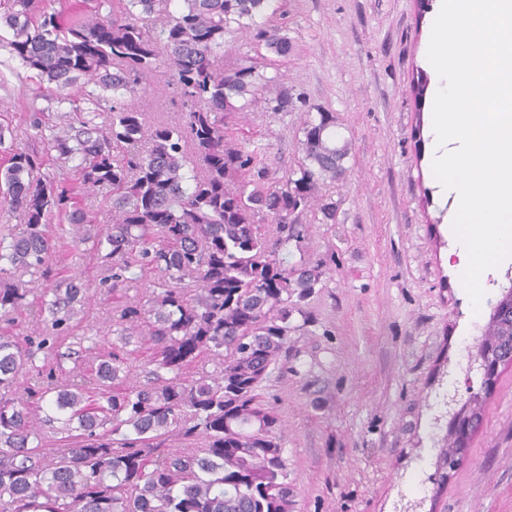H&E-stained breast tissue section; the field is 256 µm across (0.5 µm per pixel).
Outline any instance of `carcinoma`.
Returning <instances> with one entry per match:
<instances>
[{
  "label": "carcinoma",
  "instance_id": "1",
  "mask_svg": "<svg viewBox=\"0 0 512 512\" xmlns=\"http://www.w3.org/2000/svg\"><path fill=\"white\" fill-rule=\"evenodd\" d=\"M154 2L98 0L65 17L37 0H6L12 39L0 46L52 85L58 101L82 97L78 125L61 132L33 113L42 151L17 148L0 168V207L22 216L17 232L0 237V315L37 292L18 272L52 294L38 305L40 323L0 336V512H291L279 419L260 389L288 365V341L310 323L305 304L323 276L318 263L283 257L303 237L288 216L311 206L320 182L344 175L350 143L337 136L336 117L321 112L304 127L300 176L277 179L262 148L225 134L258 101V75L252 65L221 71L212 57L233 24L255 27L258 41L288 54L280 29L257 22L280 13V0H180L158 32L147 22ZM162 64L183 110L178 122L148 128L134 99ZM89 84L95 89L83 91ZM108 100L103 126L96 117ZM267 106L286 112L294 98L285 90ZM53 152L73 162L76 180L40 173ZM92 192L112 202L105 229L85 212ZM52 215L70 224L71 246L93 240L112 288L149 272L159 289L147 312L137 303L116 310L118 343L92 347L91 388L80 371L59 386L47 369L88 300L80 278L55 272ZM189 277L199 285L194 295L183 287ZM295 314L302 324L291 323ZM481 335L511 344L512 317H491ZM143 337L156 349L155 368L134 385L128 347ZM202 353L218 373L192 371ZM25 370L35 373L27 395L41 416L17 396ZM89 392L95 411L85 405ZM173 435L183 447L170 448Z\"/></svg>",
  "mask_w": 512,
  "mask_h": 512
}]
</instances>
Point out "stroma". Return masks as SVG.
<instances>
[{
  "instance_id": "obj_1",
  "label": "stroma",
  "mask_w": 512,
  "mask_h": 512,
  "mask_svg": "<svg viewBox=\"0 0 512 512\" xmlns=\"http://www.w3.org/2000/svg\"><path fill=\"white\" fill-rule=\"evenodd\" d=\"M293 49L269 52L248 29L224 38L218 69L254 65L263 102L241 114L231 136L263 148L277 176L298 172L303 128L332 113L351 144L346 172L322 188L338 207L323 224L303 216L304 239L287 260L322 264L308 300L312 321L292 333L288 367L262 393L280 417L279 436L294 487L291 512H512V367L485 399L484 421L453 474L439 458L454 410L480 387L474 361L481 329L512 284V261L487 280L485 302L470 299L443 264L451 203L436 187L430 124L436 80L427 59L435 10L430 0H282ZM0 130L4 143L36 149L33 108L65 127L72 106L58 103L0 49ZM427 92H418L419 81ZM301 96L289 112L267 110L280 90ZM136 101L148 121H173L181 103L169 70L151 75ZM61 276L79 268L92 298L79 335L108 341L112 313L146 303L148 282L107 292L93 251L57 253Z\"/></svg>"
}]
</instances>
